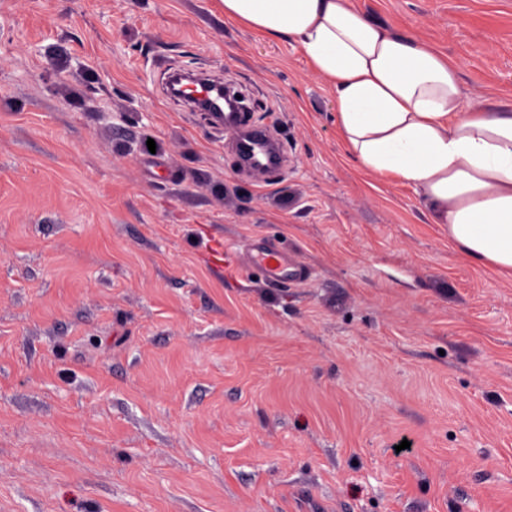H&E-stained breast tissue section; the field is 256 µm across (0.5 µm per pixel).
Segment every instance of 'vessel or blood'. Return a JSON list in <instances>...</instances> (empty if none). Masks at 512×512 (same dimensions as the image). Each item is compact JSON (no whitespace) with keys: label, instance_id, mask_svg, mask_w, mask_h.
Listing matches in <instances>:
<instances>
[{"label":"vessel or blood","instance_id":"vessel-or-blood-1","mask_svg":"<svg viewBox=\"0 0 512 512\" xmlns=\"http://www.w3.org/2000/svg\"><path fill=\"white\" fill-rule=\"evenodd\" d=\"M223 123L225 134L233 138L243 170L262 180L282 170L284 151L281 144L272 138L267 125L253 121L242 111L225 113ZM246 264L259 268L265 279L272 283L288 282L300 271L293 256L266 240L248 245Z\"/></svg>","mask_w":512,"mask_h":512}]
</instances>
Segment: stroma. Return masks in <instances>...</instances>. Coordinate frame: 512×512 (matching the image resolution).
<instances>
[{
    "label": "stroma",
    "mask_w": 512,
    "mask_h": 512,
    "mask_svg": "<svg viewBox=\"0 0 512 512\" xmlns=\"http://www.w3.org/2000/svg\"><path fill=\"white\" fill-rule=\"evenodd\" d=\"M352 3L512 109V0ZM174 70L243 97L283 171L240 173ZM259 239L305 277L245 270ZM0 512H512V278L222 0H0Z\"/></svg>",
    "instance_id": "35a3bbf8"
}]
</instances>
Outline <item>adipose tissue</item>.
I'll return each mask as SVG.
<instances>
[{
    "label": "adipose tissue",
    "instance_id": "adipose-tissue-1",
    "mask_svg": "<svg viewBox=\"0 0 512 512\" xmlns=\"http://www.w3.org/2000/svg\"><path fill=\"white\" fill-rule=\"evenodd\" d=\"M225 17L299 46L336 94L366 171L419 189L458 250L512 277V111L464 108L459 71L351 0H223Z\"/></svg>",
    "mask_w": 512,
    "mask_h": 512
}]
</instances>
